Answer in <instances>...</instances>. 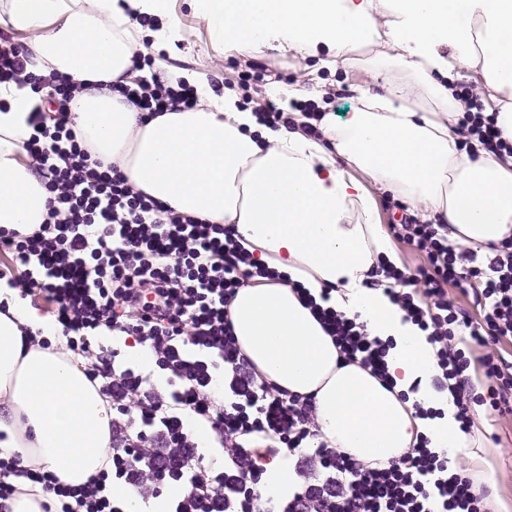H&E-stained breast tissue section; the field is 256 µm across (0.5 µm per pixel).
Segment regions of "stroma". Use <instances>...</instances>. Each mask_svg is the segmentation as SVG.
Masks as SVG:
<instances>
[{"instance_id":"35a3bbf8","label":"stroma","mask_w":512,"mask_h":512,"mask_svg":"<svg viewBox=\"0 0 512 512\" xmlns=\"http://www.w3.org/2000/svg\"><path fill=\"white\" fill-rule=\"evenodd\" d=\"M168 11L177 18L181 35L169 52L170 58L189 61L193 72L211 82L219 95L225 85L237 82L239 74L263 67L266 77L252 82L249 90L254 101L273 99L274 87L287 84L295 87L303 100L311 102L317 101L321 92H331L332 109L342 114L349 110L354 88L380 91L391 77L387 70L375 72L370 64L373 48L369 45L358 49L355 65L330 71L319 58L282 52L273 42L246 49L217 41L193 0H168ZM471 439L472 446L457 449L456 466L472 477L487 475L489 512H512V413L493 412L477 420Z\"/></svg>"}]
</instances>
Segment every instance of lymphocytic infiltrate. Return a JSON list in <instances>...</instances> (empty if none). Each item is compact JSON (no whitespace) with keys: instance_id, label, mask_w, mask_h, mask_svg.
<instances>
[{"instance_id":"1","label":"lymphocytic infiltrate","mask_w":512,"mask_h":512,"mask_svg":"<svg viewBox=\"0 0 512 512\" xmlns=\"http://www.w3.org/2000/svg\"><path fill=\"white\" fill-rule=\"evenodd\" d=\"M32 52L0 34V88L25 87ZM132 59V77L112 91L145 117L195 107L193 87ZM41 104L29 114L25 150L50 193L48 217L29 234L0 229V279L16 274L21 296L40 291L47 312L107 402L111 453L103 470L79 486L60 484L19 454L0 453V512L36 490L52 512H488L487 492L474 487L447 451L417 435L400 458L366 463L324 434L313 396L267 379L241 348L229 308L250 283L279 280L252 261L231 226L177 213L133 190L116 165L103 164L74 131L73 103L82 84L57 71L40 76ZM459 123L464 139L512 157V140L470 101ZM393 236L423 257L415 268L378 266L377 283L436 347L437 389L456 392L463 434L474 406L500 410L512 402V235L491 245L487 263L452 245L448 227L406 218ZM472 290L477 314L448 298ZM296 295L320 321L340 358L392 385L390 342L366 323L325 308L304 288ZM481 355H474V346ZM144 347L148 361L131 357ZM287 462L285 493L260 498L274 464Z\"/></svg>"}]
</instances>
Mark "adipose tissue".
Here are the masks:
<instances>
[{"label":"adipose tissue","instance_id":"ef3b65f1","mask_svg":"<svg viewBox=\"0 0 512 512\" xmlns=\"http://www.w3.org/2000/svg\"><path fill=\"white\" fill-rule=\"evenodd\" d=\"M216 40L242 47L276 39L281 48L315 53L325 67L347 64L361 34L386 28L374 59L392 67L385 92L358 90L347 117L327 114L318 135L292 108L273 128L242 105L235 91L215 96L195 86L194 108L141 120L106 83L128 72L141 30L129 11L159 16L158 48L174 47L179 25L167 0H6L0 24L28 32L38 65L77 83H92L74 106L77 138L102 162L119 166L135 189L177 212L232 225L258 263L282 273L280 283L241 288L230 316L241 347L283 389L316 397L327 438L363 461H387L417 434L433 447H461L455 396L435 391V347L405 321L369 281L378 265L398 258L377 222L363 184L371 179L411 207L439 214L455 244L500 242L512 235V158L478 141L463 143L455 82L463 71L482 76L481 100L512 137V0H196ZM0 112V228L29 232L44 223L49 193L21 159L35 105L28 90L10 88ZM330 305L360 314L370 331L391 340L387 389L369 370L340 360L332 338L297 298L292 283ZM0 448L77 486L96 474L109 453L106 402L82 369L61 352L56 326L38 317L0 281ZM42 330L51 349L22 348V327ZM440 408V417L413 415L400 395ZM415 400V401H416Z\"/></svg>","mask_w":512,"mask_h":512}]
</instances>
